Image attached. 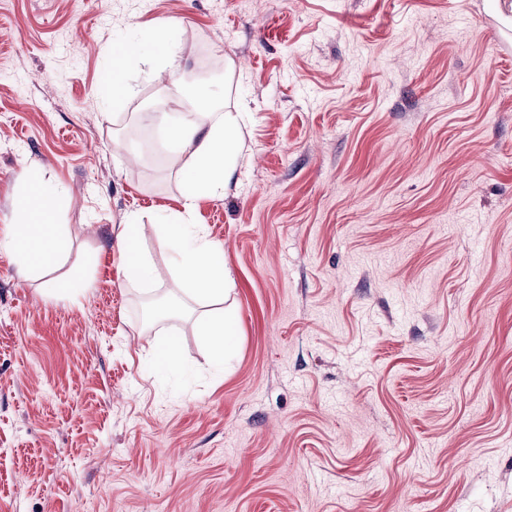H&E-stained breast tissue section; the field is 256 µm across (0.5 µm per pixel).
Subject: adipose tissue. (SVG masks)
Instances as JSON below:
<instances>
[{"label": "adipose tissue", "instance_id": "obj_1", "mask_svg": "<svg viewBox=\"0 0 512 512\" xmlns=\"http://www.w3.org/2000/svg\"><path fill=\"white\" fill-rule=\"evenodd\" d=\"M146 118L174 149L191 151L185 165L183 209L174 213L172 220L154 225L153 230L172 246L174 264L188 295L223 299L232 282L216 260L222 248L193 224L192 218L199 199L224 193L241 153L242 140L234 130L239 119L228 112L210 113L204 123L174 122L165 112H150ZM67 248V231L53 223L49 209L42 206H23L11 231L0 236V250L14 256L20 276L26 279L59 261Z\"/></svg>", "mask_w": 512, "mask_h": 512}]
</instances>
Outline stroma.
<instances>
[{
	"label": "stroma",
	"instance_id": "obj_1",
	"mask_svg": "<svg viewBox=\"0 0 512 512\" xmlns=\"http://www.w3.org/2000/svg\"><path fill=\"white\" fill-rule=\"evenodd\" d=\"M170 20L182 76L222 72L203 109L243 116L195 212L220 359L152 229L186 189L140 119L173 110L164 56L111 94ZM506 42L512 0H0V228L33 176L71 236L34 280L0 252V512H512ZM141 47L137 42H131L123 45L119 53L115 56V70H113L112 96L121 97L129 94L130 89L124 84L120 76V66L122 62L132 56L139 54ZM127 276L135 282L148 283L153 280V267L148 258L139 253H132L127 263ZM201 335L208 338L213 346L216 358H223L226 349V336H229V324L223 312H210L200 319Z\"/></svg>",
	"mask_w": 512,
	"mask_h": 512
}]
</instances>
